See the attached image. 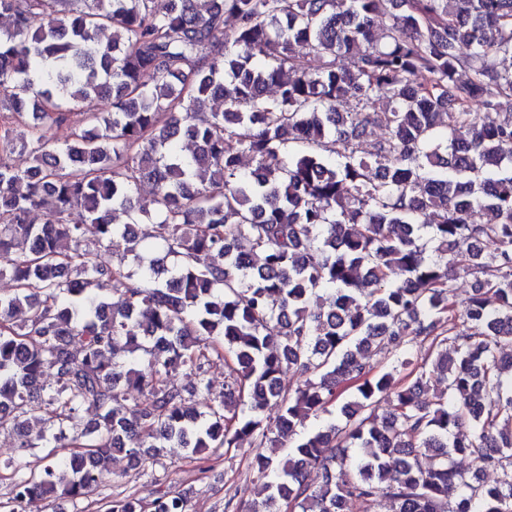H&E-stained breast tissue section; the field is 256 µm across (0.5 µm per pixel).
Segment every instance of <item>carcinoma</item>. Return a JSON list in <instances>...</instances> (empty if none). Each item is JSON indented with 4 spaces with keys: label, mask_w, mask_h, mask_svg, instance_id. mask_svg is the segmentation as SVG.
Returning <instances> with one entry per match:
<instances>
[{
    "label": "carcinoma",
    "mask_w": 512,
    "mask_h": 512,
    "mask_svg": "<svg viewBox=\"0 0 512 512\" xmlns=\"http://www.w3.org/2000/svg\"><path fill=\"white\" fill-rule=\"evenodd\" d=\"M1 15L0 275L14 292L0 295V428L21 448L0 463L19 475L9 512L88 495L112 452L244 443L264 493L248 512H377L382 497L394 512H512V0H0ZM348 95L358 107L342 112ZM63 125L72 139L53 148ZM371 126L386 135L364 154ZM182 138L199 151L177 153ZM146 182L150 210L135 202ZM481 208L495 222L473 220ZM146 223L166 227L151 252ZM461 274L474 291L459 309ZM414 340L429 343L418 360ZM220 352L224 393L200 411L174 373L207 390ZM291 366L306 380L287 390ZM436 373L444 390L424 403ZM332 405L336 420L279 455ZM47 438L83 468L49 452L25 475Z\"/></svg>",
    "instance_id": "carcinoma-1"
}]
</instances>
